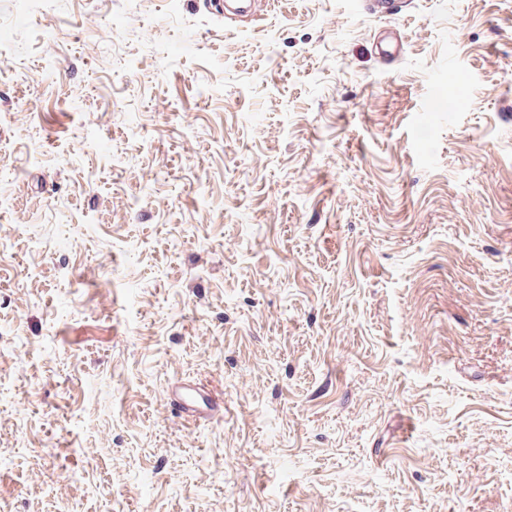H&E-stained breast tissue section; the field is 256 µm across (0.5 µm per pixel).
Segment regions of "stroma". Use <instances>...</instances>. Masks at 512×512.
I'll list each match as a JSON object with an SVG mask.
<instances>
[{"mask_svg": "<svg viewBox=\"0 0 512 512\" xmlns=\"http://www.w3.org/2000/svg\"><path fill=\"white\" fill-rule=\"evenodd\" d=\"M218 2L0 0V512H512V0ZM169 405L179 418L194 421L209 420L224 407L213 401L208 393L185 383L171 389Z\"/></svg>", "mask_w": 512, "mask_h": 512, "instance_id": "obj_1", "label": "stroma"}]
</instances>
